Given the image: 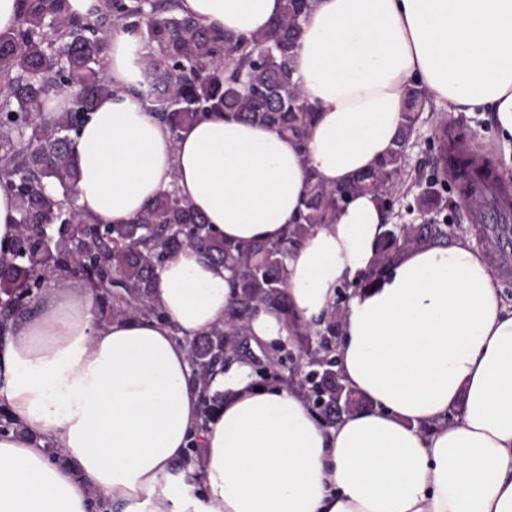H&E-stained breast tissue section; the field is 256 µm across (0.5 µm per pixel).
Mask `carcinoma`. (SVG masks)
Instances as JSON below:
<instances>
[{
	"mask_svg": "<svg viewBox=\"0 0 512 512\" xmlns=\"http://www.w3.org/2000/svg\"><path fill=\"white\" fill-rule=\"evenodd\" d=\"M17 25L0 34V142L11 146L0 159V186L19 202L16 242L0 256V334L19 309L14 300L41 296L46 279L85 263L86 279L102 285L112 315L166 319L151 301V289L164 263L183 249H194L224 266L233 305L224 323L188 343L192 379L201 386L202 415L208 419L220 394L210 393L218 369L246 360L277 381L292 382L307 396L319 418L333 425L364 402L336 377L332 338L340 335L344 300L338 299L312 330L297 323L288 303L286 260L315 228L330 223L347 200L372 194L386 211L401 203L408 151L423 122L424 89H406L402 121L391 153L348 183L329 186L309 174L298 221L275 242L227 241L180 195L176 185L162 190L128 224L93 231L74 203L79 179L76 137L99 99L112 95L103 72L108 33L130 29L150 52L137 59V93L169 129L172 140L209 112L266 126L297 140L300 154L316 112L293 79L292 58L310 0H282L269 30L245 38L200 25L176 13L177 0H101L91 19L71 15L67 0H25ZM68 93V106L55 118L41 117L46 98ZM432 155L416 183L415 204L426 224H387L369 270L356 281L368 287L408 250L448 245V225L472 202L452 198L457 182L490 191L493 204L512 201V185L493 165L473 163L461 137L436 123L426 138ZM261 310L276 312L289 345L267 348L250 336V322Z\"/></svg>",
	"mask_w": 512,
	"mask_h": 512,
	"instance_id": "obj_1",
	"label": "carcinoma"
}]
</instances>
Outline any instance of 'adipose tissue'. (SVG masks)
Segmentation results:
<instances>
[{"label":"adipose tissue","instance_id":"obj_1","mask_svg":"<svg viewBox=\"0 0 512 512\" xmlns=\"http://www.w3.org/2000/svg\"><path fill=\"white\" fill-rule=\"evenodd\" d=\"M200 24L251 36L282 0H181ZM140 39L107 42L101 99L76 143L80 212L126 224L177 184L233 241H275L309 174L337 185L393 147L410 85L451 114L487 115L512 169V0H312L294 77L316 120L306 147L211 114L172 140L136 92ZM389 218L349 199L288 256L308 324L349 287L336 368L370 409L321 424L282 384L235 362L201 424L185 344L224 320L223 266L187 248L160 270L166 321L98 320L99 289L56 286L0 338V512H512V303L465 238L405 255L356 287ZM201 443L190 459L191 439Z\"/></svg>","mask_w":512,"mask_h":512}]
</instances>
